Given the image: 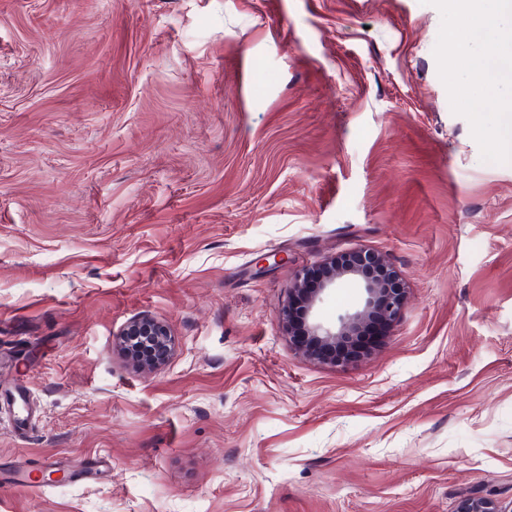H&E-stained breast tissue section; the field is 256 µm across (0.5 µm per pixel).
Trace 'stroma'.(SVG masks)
I'll list each match as a JSON object with an SVG mask.
<instances>
[{
  "label": "stroma",
  "instance_id": "stroma-1",
  "mask_svg": "<svg viewBox=\"0 0 512 512\" xmlns=\"http://www.w3.org/2000/svg\"><path fill=\"white\" fill-rule=\"evenodd\" d=\"M440 26L420 0H0V512L512 504V164L452 113ZM359 249L399 317L300 353L295 273ZM140 317L173 342L148 371L116 345Z\"/></svg>",
  "mask_w": 512,
  "mask_h": 512
}]
</instances>
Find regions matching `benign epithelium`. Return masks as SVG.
<instances>
[{"label":"benign epithelium","mask_w":512,"mask_h":512,"mask_svg":"<svg viewBox=\"0 0 512 512\" xmlns=\"http://www.w3.org/2000/svg\"><path fill=\"white\" fill-rule=\"evenodd\" d=\"M375 266L389 267L384 255L369 250L353 252L343 259L337 255L322 264V273L317 276L314 269L307 268L295 276L288 300L281 309V319L288 328V335H294L291 316L298 293H306L301 329L307 339L325 352H333L338 344L359 335L368 321L375 315L388 320L396 318L405 299V288H393L367 275ZM346 280H356L363 293V303L353 311L338 316L336 323L327 324L317 316V308L325 297ZM119 344L126 357L141 370L152 369L166 360L171 352V339L167 328L150 318L132 322L122 333ZM457 512H512L502 509L489 500H465Z\"/></svg>","instance_id":"benign-epithelium-1"}]
</instances>
